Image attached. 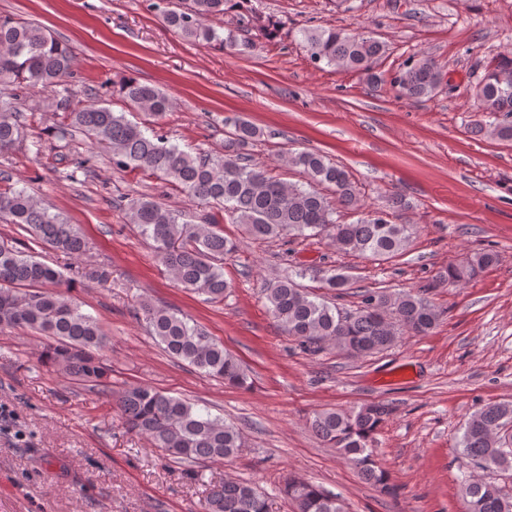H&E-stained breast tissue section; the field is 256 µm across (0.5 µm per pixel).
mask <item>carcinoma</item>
I'll list each match as a JSON object with an SVG mask.
<instances>
[{
    "label": "carcinoma",
    "mask_w": 512,
    "mask_h": 512,
    "mask_svg": "<svg viewBox=\"0 0 512 512\" xmlns=\"http://www.w3.org/2000/svg\"><path fill=\"white\" fill-rule=\"evenodd\" d=\"M251 0H153L149 7L162 23L183 39L218 44L241 53L254 48L233 32L224 35L210 20L236 11L238 26L255 28L267 38L277 25L259 24L248 9ZM300 41L314 64L324 63L363 73L378 85L385 82L379 66L386 57L384 42L358 29L314 28L300 32ZM71 46L48 28L30 21L0 15V154L27 140V127L19 121L27 90L63 85L73 74ZM444 79L435 58L417 54L403 61L390 79L408 98L432 97ZM124 109L97 101L72 104L60 97L55 111L62 120L47 132L64 140L80 132L103 146L117 172L138 171L166 181L188 198L224 210L232 224H241L253 240L324 237L336 249L365 259L384 261L401 254L413 235V225L395 224L385 212L363 210L360 192L349 172L317 151L288 156V164L307 176L305 183L284 182L249 159L248 148L264 136L246 120L233 122L224 151L193 155L173 144L154 126L172 108L161 89L135 79L119 86ZM477 111L488 118L475 131L493 139L512 141V50L500 54L485 68L472 88ZM143 112L152 127L126 117ZM359 213L352 223L337 220V210ZM0 218L25 229L37 243L72 258L82 257L88 243L76 225L44 200L24 188L0 190ZM128 223L151 242L165 271L181 287L221 302L230 285L224 279V257L236 243L224 238L216 224H190L181 215L151 198L127 203ZM499 262L493 249L477 252L461 263H450L427 284L398 293L364 291L360 305L345 311L332 299L302 287L293 276L264 286L268 309L283 330L307 352L326 346L350 358L367 357L392 346L399 336H426L437 327L442 312L427 297L430 290L448 282L466 284ZM80 277L105 286L112 281L107 265H86ZM69 285L63 272L39 259L35 252L0 242V328L22 329L48 339L43 352L53 371L93 389L112 386V366L101 355L108 343L96 319L58 290ZM149 333L170 357L197 370L243 387L247 375L224 345L183 314L144 304L141 307ZM124 425L148 439L153 447L180 464L224 461L233 458L243 441L232 422L203 412L184 399L151 386L137 385L109 392ZM390 413L383 402L356 410L327 409L309 421L313 434L336 451L361 478L390 491L389 475L373 455L375 433ZM456 458L476 472L461 489L462 512H512V492L488 480L483 472L512 471V401L489 402L461 424L455 441ZM284 494L296 512H346L340 496L305 480L290 478ZM203 512H271L266 495L249 482L226 480L212 486Z\"/></svg>",
    "instance_id": "carcinoma-1"
}]
</instances>
